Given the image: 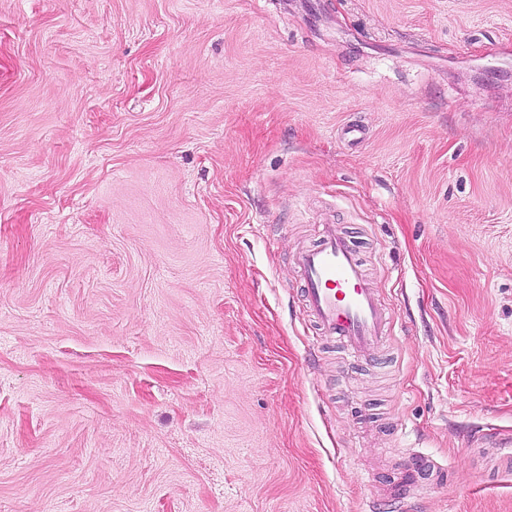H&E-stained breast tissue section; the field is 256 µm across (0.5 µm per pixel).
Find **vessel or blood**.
Wrapping results in <instances>:
<instances>
[{
	"mask_svg": "<svg viewBox=\"0 0 512 512\" xmlns=\"http://www.w3.org/2000/svg\"><path fill=\"white\" fill-rule=\"evenodd\" d=\"M295 269L322 337L359 353L375 351L386 342L389 312L353 242L340 228L323 225L316 245L298 249Z\"/></svg>",
	"mask_w": 512,
	"mask_h": 512,
	"instance_id": "1",
	"label": "vessel or blood"
}]
</instances>
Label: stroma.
Returning a JSON list of instances; mask_svg holds the SVG:
<instances>
[{"label": "stroma", "mask_w": 512, "mask_h": 512, "mask_svg": "<svg viewBox=\"0 0 512 512\" xmlns=\"http://www.w3.org/2000/svg\"><path fill=\"white\" fill-rule=\"evenodd\" d=\"M504 433L512 0H0V512H512ZM318 243L298 249L295 269L320 337L369 353L389 335V312L353 242L335 224L322 225Z\"/></svg>", "instance_id": "35a3bbf8"}]
</instances>
